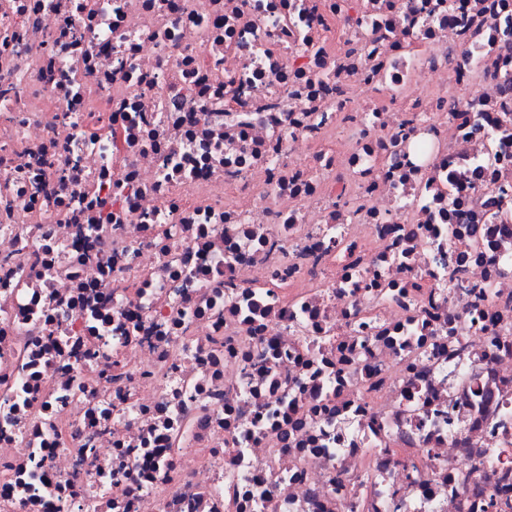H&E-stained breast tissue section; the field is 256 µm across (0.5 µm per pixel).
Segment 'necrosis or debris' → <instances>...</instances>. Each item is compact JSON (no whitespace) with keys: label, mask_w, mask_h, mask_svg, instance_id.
Returning <instances> with one entry per match:
<instances>
[{"label":"necrosis or debris","mask_w":512,"mask_h":512,"mask_svg":"<svg viewBox=\"0 0 512 512\" xmlns=\"http://www.w3.org/2000/svg\"><path fill=\"white\" fill-rule=\"evenodd\" d=\"M509 112L512 0H0V512H512Z\"/></svg>","instance_id":"1"}]
</instances>
